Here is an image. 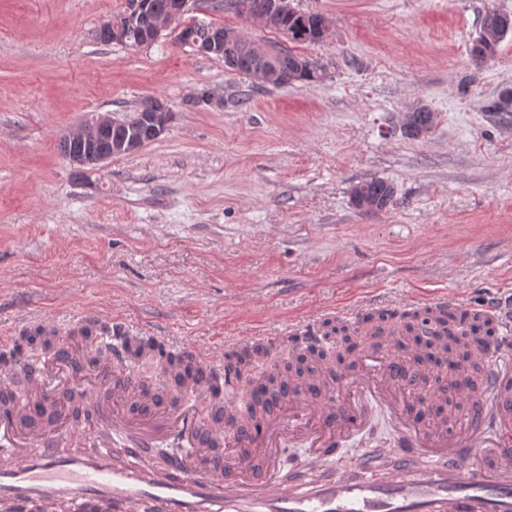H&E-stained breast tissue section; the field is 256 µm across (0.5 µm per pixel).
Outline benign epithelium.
Returning a JSON list of instances; mask_svg holds the SVG:
<instances>
[{
  "label": "benign epithelium",
  "instance_id": "1",
  "mask_svg": "<svg viewBox=\"0 0 512 512\" xmlns=\"http://www.w3.org/2000/svg\"><path fill=\"white\" fill-rule=\"evenodd\" d=\"M190 0H174L168 14L153 16L149 12V0H133L126 15V24L132 27L146 24L144 38L140 46L145 47L158 42L165 32L182 33L185 45L197 53L211 56L224 48V29L210 27L201 23H188L185 16L189 13ZM512 32V14L498 10L488 11L487 21L480 28L479 38L483 40L478 58L488 60L493 57L492 41L498 40ZM148 127L138 136L121 139L116 142L105 139V134L114 126L136 124L135 117L119 118L108 112L98 113L81 123L66 136L67 158L76 170L83 175L95 171L112 157L134 153L145 143L159 139L167 130L171 121V110L167 103L151 98L145 101Z\"/></svg>",
  "mask_w": 512,
  "mask_h": 512
}]
</instances>
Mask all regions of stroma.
<instances>
[{
	"label": "stroma",
	"mask_w": 512,
	"mask_h": 512,
	"mask_svg": "<svg viewBox=\"0 0 512 512\" xmlns=\"http://www.w3.org/2000/svg\"><path fill=\"white\" fill-rule=\"evenodd\" d=\"M294 5L328 20L295 48L322 78L253 87L171 35L99 43L125 0H0V335L104 311L223 356L388 302L512 299V33L483 66L470 55L512 0ZM192 16L280 40L229 6ZM148 96L173 113L166 134L75 178L63 136ZM417 106L437 122L412 139L399 119ZM369 178L394 185L387 209L352 205Z\"/></svg>",
	"instance_id": "stroma-1"
}]
</instances>
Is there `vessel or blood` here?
I'll return each instance as SVG.
<instances>
[{
    "label": "vessel or blood",
    "mask_w": 512,
    "mask_h": 512,
    "mask_svg": "<svg viewBox=\"0 0 512 512\" xmlns=\"http://www.w3.org/2000/svg\"><path fill=\"white\" fill-rule=\"evenodd\" d=\"M496 313L498 333L478 351L482 375L455 391L465 418L447 425L419 396L412 359L366 349L290 390L259 422L237 399V374L190 345L207 378L160 401L134 404L140 391L126 354L131 330L109 318L112 350L94 361L76 337L0 374V512H512V313ZM49 400L45 415L33 406ZM382 411L394 439L377 449L389 461L351 457L323 474ZM306 452L310 476L288 477L289 445ZM176 446L185 455L159 467L144 453ZM123 449L129 463L117 462Z\"/></svg>",
    "instance_id": "1"
}]
</instances>
